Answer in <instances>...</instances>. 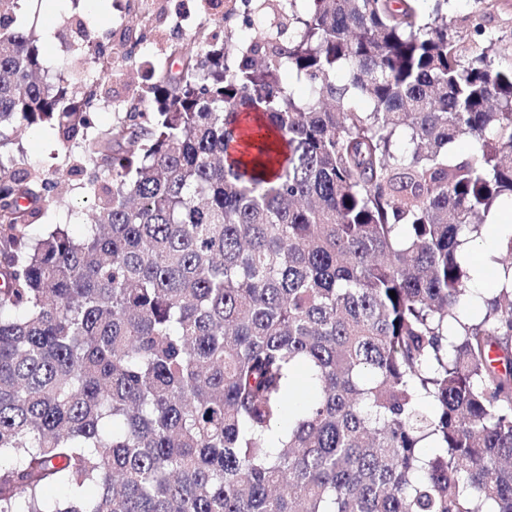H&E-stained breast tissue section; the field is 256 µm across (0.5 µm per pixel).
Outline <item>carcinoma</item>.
Instances as JSON below:
<instances>
[{
  "mask_svg": "<svg viewBox=\"0 0 512 512\" xmlns=\"http://www.w3.org/2000/svg\"><path fill=\"white\" fill-rule=\"evenodd\" d=\"M39 2L0 0V512H512V285L460 320L512 202L484 16L226 0L98 125L112 49L80 19L86 69L41 75ZM68 181L86 233L32 236ZM12 138L14 148L22 147L26 162L40 171L51 172L64 159V151L47 130L22 129Z\"/></svg>",
  "mask_w": 512,
  "mask_h": 512,
  "instance_id": "carcinoma-1",
  "label": "carcinoma"
}]
</instances>
